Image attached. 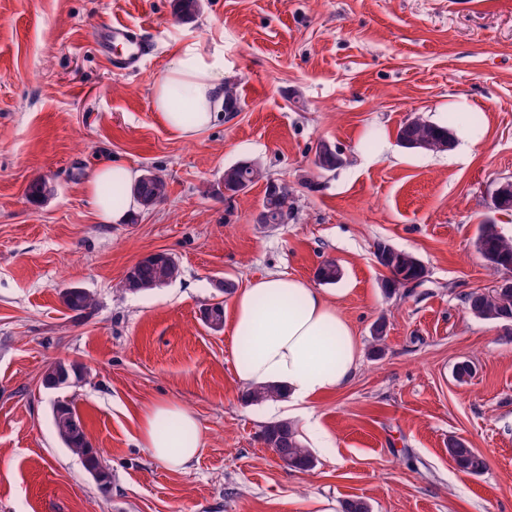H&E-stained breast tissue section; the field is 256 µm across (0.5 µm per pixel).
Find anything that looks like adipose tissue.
Returning a JSON list of instances; mask_svg holds the SVG:
<instances>
[{
	"instance_id": "obj_1",
	"label": "adipose tissue",
	"mask_w": 512,
	"mask_h": 512,
	"mask_svg": "<svg viewBox=\"0 0 512 512\" xmlns=\"http://www.w3.org/2000/svg\"><path fill=\"white\" fill-rule=\"evenodd\" d=\"M153 106L166 127L182 138L211 128L224 115V55L204 53L188 43L171 57L155 83ZM136 172L123 165L94 171L86 192L98 217L117 216L109 202V182L132 186ZM232 334L247 350L236 353L234 372L243 386L273 384L288 404L337 392L354 377L361 345L338 314L336 301L308 282L279 273L251 279L232 300ZM140 441L151 458L181 471L196 460L203 435L196 414L171 402L142 412Z\"/></svg>"
}]
</instances>
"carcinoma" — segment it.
<instances>
[{
	"label": "carcinoma",
	"mask_w": 512,
	"mask_h": 512,
	"mask_svg": "<svg viewBox=\"0 0 512 512\" xmlns=\"http://www.w3.org/2000/svg\"><path fill=\"white\" fill-rule=\"evenodd\" d=\"M449 129L436 125L421 116L403 124L398 130V140L413 142L416 149L426 152H439L436 144L448 139ZM266 178V172L259 163L240 162L224 170V184L233 192L239 186L251 187ZM131 194L142 207H152L166 196V183L163 178L151 171L140 175L134 183ZM262 208L267 212L271 223L283 210L293 208V194L284 186L277 194L266 193ZM477 249L485 261L494 267L512 272V238L504 237L497 224L486 222L478 226ZM375 257L387 269L389 277L385 281V291L393 295L406 287L410 281H420L426 274L425 267L418 258L409 252L398 250L385 241L375 244ZM180 274L177 260L167 253H159L144 258L131 268V276L125 287L131 292L149 291L159 288ZM319 282L334 285L342 278V270L333 259L322 262L316 272ZM65 307L80 315L95 305L93 296L80 288L62 296ZM466 309L476 318L504 324L512 323V289L483 288L464 296ZM205 323L213 330L224 325V307L218 302L206 309ZM82 369L75 364L56 362L45 370L43 385L47 388L65 387L81 376ZM244 399L255 405L283 399L282 390L275 385L251 386L243 392ZM53 423L62 442L85 458L86 465L95 475V481L105 488L111 483L110 472L103 467L92 448L89 447L81 418L75 409L65 402L53 407ZM259 440L263 445L277 453L283 465L290 470L309 471L315 467L316 458L299 438L295 424L288 419L271 421L262 426ZM448 456L461 472L478 476L487 469L483 455L470 448L465 440L458 437L448 438Z\"/></svg>",
	"instance_id": "cac0c4a2"
}]
</instances>
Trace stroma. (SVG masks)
Here are the masks:
<instances>
[{"instance_id": "stroma-1", "label": "stroma", "mask_w": 512, "mask_h": 512, "mask_svg": "<svg viewBox=\"0 0 512 512\" xmlns=\"http://www.w3.org/2000/svg\"><path fill=\"white\" fill-rule=\"evenodd\" d=\"M114 20L144 26L152 52L113 71L92 36ZM194 42L224 54L237 111L187 141L153 108L172 52ZM448 126L451 149L402 148L414 116ZM343 164L314 165L318 142ZM255 161L295 197L285 224H259L267 182L228 199L225 168ZM155 171L156 206L97 218L85 184L99 166ZM43 179L52 192L27 195ZM512 180V0H0V512H512V338L473 317L462 297L501 274L481 257L477 227L512 237V213L492 193ZM384 240L428 274L385 297ZM157 252L180 274L141 293L127 269ZM327 286L362 354L350 384L306 408L247 403L235 377L230 327L202 320L231 303L216 283L243 288L268 272ZM95 298L90 315L63 304L64 288ZM385 319L382 356L371 329ZM83 377L48 389L51 364ZM473 377L456 381L457 363ZM165 400L195 412L205 445L184 471L154 461L140 415ZM72 403L112 474L101 488L52 420ZM293 421L318 463L284 469L257 439L266 422ZM456 436L486 456L460 472Z\"/></svg>"}]
</instances>
